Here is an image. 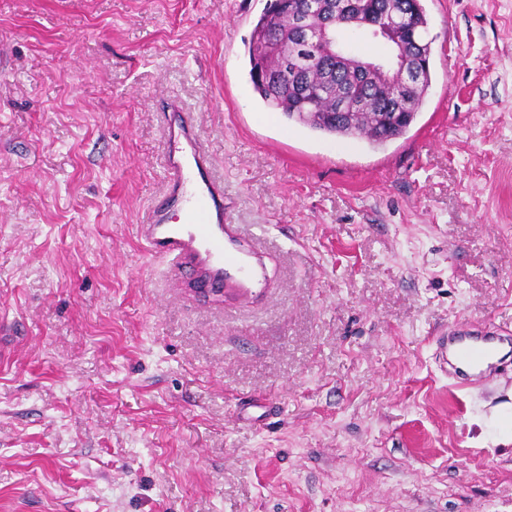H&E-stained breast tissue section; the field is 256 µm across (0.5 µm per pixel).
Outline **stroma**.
<instances>
[{
  "instance_id": "1",
  "label": "stroma",
  "mask_w": 512,
  "mask_h": 512,
  "mask_svg": "<svg viewBox=\"0 0 512 512\" xmlns=\"http://www.w3.org/2000/svg\"><path fill=\"white\" fill-rule=\"evenodd\" d=\"M269 0H0V512H512V0H423L432 84L382 146L268 109ZM193 112L255 303L144 251L163 106ZM479 332L483 336H448L446 341L443 340L441 343L442 357L449 367L448 378L454 381L458 389L465 387L470 380L464 374V368L477 370L479 377L490 375L496 370V352L498 346L504 344V338L494 336L496 333L491 331Z\"/></svg>"
}]
</instances>
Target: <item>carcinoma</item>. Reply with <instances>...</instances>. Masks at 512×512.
Masks as SVG:
<instances>
[{"instance_id": "obj_1", "label": "carcinoma", "mask_w": 512, "mask_h": 512, "mask_svg": "<svg viewBox=\"0 0 512 512\" xmlns=\"http://www.w3.org/2000/svg\"><path fill=\"white\" fill-rule=\"evenodd\" d=\"M377 8H391L399 16V25L408 30L410 54L425 55L430 60L431 42L424 33L427 18L421 0H372ZM306 0H271L255 23L249 46V76L254 90L270 109L282 113L311 130L336 137H360L372 144H384L406 134L415 121L431 85L430 70H421L419 80L406 90L407 119L402 123L382 125L377 116L390 111L391 93L375 85L360 83L356 59L325 57L321 66L308 69L296 50L294 15ZM288 72V84L277 91L264 79L267 74ZM300 77L313 92L299 99L294 93L295 77ZM359 98L366 103L359 109L341 108L345 101Z\"/></svg>"}]
</instances>
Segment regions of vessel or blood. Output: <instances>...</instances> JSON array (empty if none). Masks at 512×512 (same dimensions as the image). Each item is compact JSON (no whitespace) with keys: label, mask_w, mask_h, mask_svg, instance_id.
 Returning <instances> with one entry per match:
<instances>
[{"label":"vessel or blood","mask_w":512,"mask_h":512,"mask_svg":"<svg viewBox=\"0 0 512 512\" xmlns=\"http://www.w3.org/2000/svg\"><path fill=\"white\" fill-rule=\"evenodd\" d=\"M163 170V197L148 208L139 226L146 253L168 262L174 273L205 293L246 300L270 288L266 253L242 242L239 225L231 223L224 208V184L213 173L194 117L178 104L168 108ZM502 343V337L488 334L447 337L441 350L456 387L466 386L467 370L482 377L494 372Z\"/></svg>","instance_id":"obj_1"}]
</instances>
